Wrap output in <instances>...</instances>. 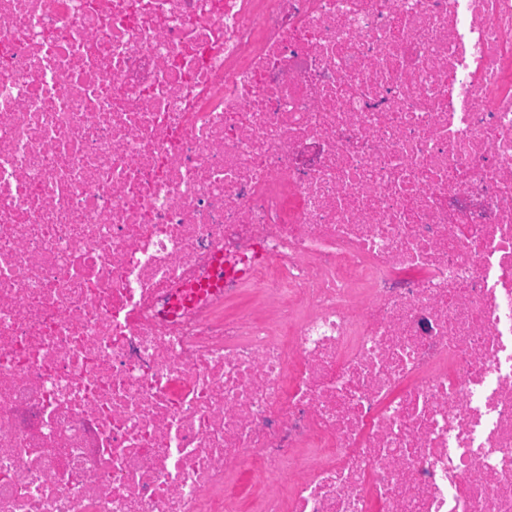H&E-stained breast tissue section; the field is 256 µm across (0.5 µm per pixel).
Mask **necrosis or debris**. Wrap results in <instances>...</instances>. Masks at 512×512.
<instances>
[{"label": "necrosis or debris", "mask_w": 512, "mask_h": 512, "mask_svg": "<svg viewBox=\"0 0 512 512\" xmlns=\"http://www.w3.org/2000/svg\"><path fill=\"white\" fill-rule=\"evenodd\" d=\"M247 500L512 512V0H0V512Z\"/></svg>", "instance_id": "1"}]
</instances>
